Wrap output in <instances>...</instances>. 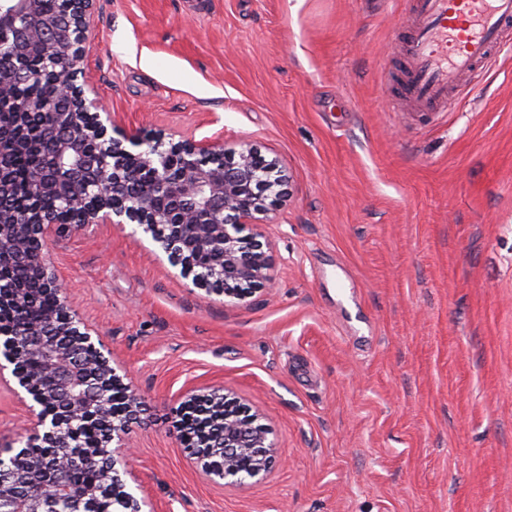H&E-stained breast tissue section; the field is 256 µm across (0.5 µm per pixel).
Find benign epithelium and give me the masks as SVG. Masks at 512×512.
I'll return each mask as SVG.
<instances>
[{
  "mask_svg": "<svg viewBox=\"0 0 512 512\" xmlns=\"http://www.w3.org/2000/svg\"><path fill=\"white\" fill-rule=\"evenodd\" d=\"M95 0H70L59 11L51 0H0V97L25 76L35 53L54 64L55 96L24 102L16 112L0 113V309L17 311L21 327L0 334V383L4 371L25 393L27 415L20 428L25 447L58 449L44 467L24 453L0 448V499L8 512H145L148 502L127 489L130 447L124 435L140 408V397L112 366V351L73 309L65 285L48 261L50 213L38 206H7L24 192L38 199L77 203L88 224H135L160 244L180 274L196 287L228 279L224 294L250 297L271 283L270 258L254 237L239 232L285 196L286 179L278 161L246 146L228 149L210 140L164 137L144 141L116 128L83 66L89 19ZM40 135L34 173L19 184L11 170L14 156L31 150ZM131 200L123 208L112 199ZM19 263L27 276L10 278ZM52 293L55 307L37 310L38 297ZM178 440L197 467L214 482L245 485L265 475L276 461V446L258 415L230 392L214 388L193 394L179 409ZM106 428L94 448L75 445L77 426ZM82 467L100 473L78 485L70 480Z\"/></svg>",
  "mask_w": 512,
  "mask_h": 512,
  "instance_id": "benign-epithelium-1",
  "label": "benign epithelium"
}]
</instances>
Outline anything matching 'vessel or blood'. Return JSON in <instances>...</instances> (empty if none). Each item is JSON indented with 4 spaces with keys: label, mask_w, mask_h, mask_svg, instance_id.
<instances>
[{
    "label": "vessel or blood",
    "mask_w": 512,
    "mask_h": 512,
    "mask_svg": "<svg viewBox=\"0 0 512 512\" xmlns=\"http://www.w3.org/2000/svg\"><path fill=\"white\" fill-rule=\"evenodd\" d=\"M401 100L444 111L512 44V0H407Z\"/></svg>",
    "instance_id": "1"
}]
</instances>
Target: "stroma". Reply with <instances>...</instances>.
<instances>
[{
	"label": "stroma",
	"mask_w": 512,
	"mask_h": 512,
	"mask_svg": "<svg viewBox=\"0 0 512 512\" xmlns=\"http://www.w3.org/2000/svg\"><path fill=\"white\" fill-rule=\"evenodd\" d=\"M401 0H97L84 61L123 130L248 143L288 194L269 289L195 287L133 224L50 260L141 398L124 480L155 512H512V51L450 112H402ZM233 392L276 465L217 484L177 409Z\"/></svg>",
	"instance_id": "1"
}]
</instances>
